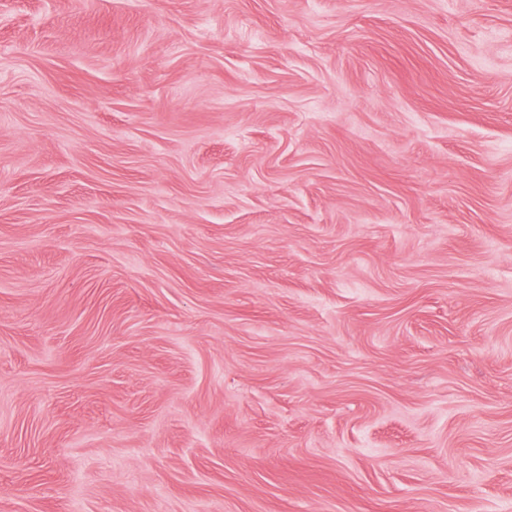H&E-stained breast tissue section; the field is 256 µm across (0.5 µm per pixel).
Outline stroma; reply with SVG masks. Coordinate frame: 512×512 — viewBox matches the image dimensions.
Wrapping results in <instances>:
<instances>
[{
	"mask_svg": "<svg viewBox=\"0 0 512 512\" xmlns=\"http://www.w3.org/2000/svg\"><path fill=\"white\" fill-rule=\"evenodd\" d=\"M0 512H512V0H0Z\"/></svg>",
	"mask_w": 512,
	"mask_h": 512,
	"instance_id": "obj_1",
	"label": "stroma"
}]
</instances>
